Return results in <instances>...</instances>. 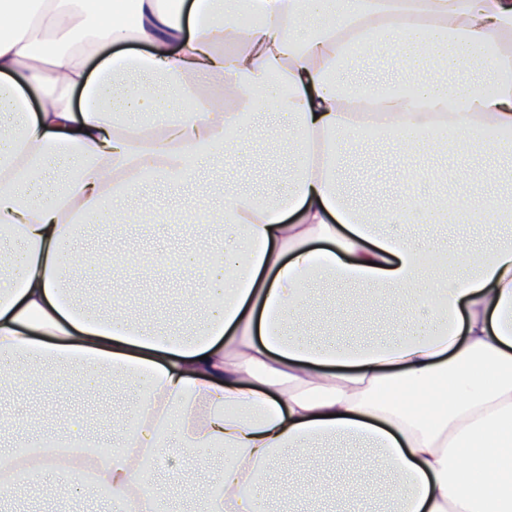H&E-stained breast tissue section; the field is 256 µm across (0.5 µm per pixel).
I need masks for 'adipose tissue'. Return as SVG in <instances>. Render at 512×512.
Returning <instances> with one entry per match:
<instances>
[{
  "mask_svg": "<svg viewBox=\"0 0 512 512\" xmlns=\"http://www.w3.org/2000/svg\"><path fill=\"white\" fill-rule=\"evenodd\" d=\"M362 54L443 77L393 97L385 81L348 79ZM205 74L225 77L230 111L199 97ZM160 86L177 101L158 140L135 117L156 111ZM0 95L22 130L0 133V393L95 392L117 378L131 397L110 433L74 430L51 448L18 439L46 495L71 457L103 448L89 463L119 512H170L184 484L203 489L186 512H272L273 467L339 440L371 512H512V236L451 252L389 230L419 216L511 224L512 196L406 194L370 213L339 167L369 123L396 152L426 144L461 166L484 126L511 131L512 0H0ZM261 100L290 118L285 188L225 185L208 220L223 249L177 263L204 292L165 318L78 294L80 275L162 268L76 263L88 219L120 224L114 204L145 167L179 186L187 151L221 165ZM323 277L367 292L326 299L330 327L314 342L295 323ZM379 318L388 330L371 340L336 338ZM201 451L219 463L211 474L182 463Z\"/></svg>",
  "mask_w": 512,
  "mask_h": 512,
  "instance_id": "obj_1",
  "label": "adipose tissue"
}]
</instances>
